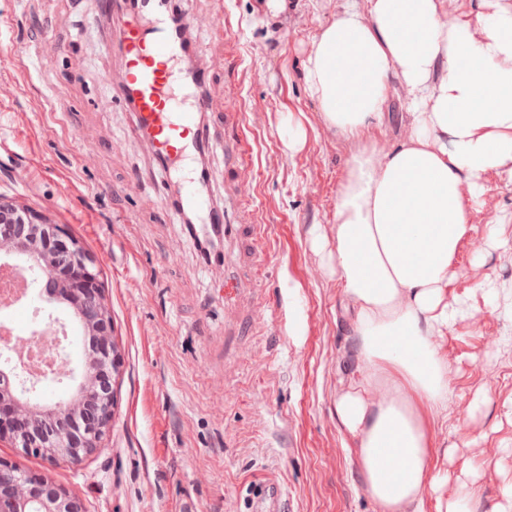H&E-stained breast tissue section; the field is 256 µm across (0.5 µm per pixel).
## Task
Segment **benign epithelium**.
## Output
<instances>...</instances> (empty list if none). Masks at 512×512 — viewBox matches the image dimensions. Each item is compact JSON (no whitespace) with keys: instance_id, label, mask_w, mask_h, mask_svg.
<instances>
[{"instance_id":"1","label":"benign epithelium","mask_w":512,"mask_h":512,"mask_svg":"<svg viewBox=\"0 0 512 512\" xmlns=\"http://www.w3.org/2000/svg\"><path fill=\"white\" fill-rule=\"evenodd\" d=\"M25 262L38 296L65 305L66 317L18 337L0 361V441L8 439L50 464H79L99 446L114 415L120 375L119 345L112 312L99 288L97 271L82 243L47 216L0 197V268ZM74 324L87 342L75 364L60 331ZM42 342L53 357L52 378L67 381L68 399L39 397L43 377L27 375L21 353ZM0 512H85L82 500L46 478L0 462Z\"/></svg>"}]
</instances>
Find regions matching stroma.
I'll list each match as a JSON object with an SVG mask.
<instances>
[{
    "instance_id": "obj_1",
    "label": "stroma",
    "mask_w": 512,
    "mask_h": 512,
    "mask_svg": "<svg viewBox=\"0 0 512 512\" xmlns=\"http://www.w3.org/2000/svg\"><path fill=\"white\" fill-rule=\"evenodd\" d=\"M343 6L186 0L212 100L210 199L226 209L218 260L197 249L168 174L135 130L97 0H0V42L11 48L0 59V196L83 242L121 349L112 428L94 454L51 465L3 441L1 461L65 487L86 512H240L265 474L286 488L288 512H376L333 415L355 352L327 262L356 142L325 123L303 71L314 36ZM37 45L48 57H35ZM228 111L238 115L230 127ZM295 126L305 137L291 150ZM409 133L393 77L370 135L388 151ZM222 138L245 145L242 173L225 162ZM483 185L448 286L449 301L472 315L440 340L450 393L433 465L449 479L425 493L422 512L464 494L477 512H512L502 494L512 485V322L501 311L512 303V249L487 240L498 221L512 238V181L491 172ZM247 224L266 229L260 257Z\"/></svg>"
}]
</instances>
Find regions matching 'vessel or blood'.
<instances>
[{
  "label": "vessel or blood",
  "instance_id": "1",
  "mask_svg": "<svg viewBox=\"0 0 512 512\" xmlns=\"http://www.w3.org/2000/svg\"><path fill=\"white\" fill-rule=\"evenodd\" d=\"M119 25L137 130L166 161L183 163L198 149L200 119L210 109L209 96L199 91L206 76L183 70V44L171 25L166 0H140L139 8L123 14ZM181 205L204 223L220 220L209 198L193 184L183 185ZM245 507V512H286L281 484L272 478L254 483Z\"/></svg>",
  "mask_w": 512,
  "mask_h": 512
}]
</instances>
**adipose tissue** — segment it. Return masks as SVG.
Here are the masks:
<instances>
[{
    "instance_id": "1",
    "label": "adipose tissue",
    "mask_w": 512,
    "mask_h": 512,
    "mask_svg": "<svg viewBox=\"0 0 512 512\" xmlns=\"http://www.w3.org/2000/svg\"><path fill=\"white\" fill-rule=\"evenodd\" d=\"M443 0H346L317 33L305 82L325 121L359 138L336 197L330 271L348 303L357 375L334 404L379 512H418L433 431L448 405L437 338L459 316L447 288L473 226L466 196L512 179V5L448 22ZM413 131L390 151L364 140L390 76Z\"/></svg>"
}]
</instances>
